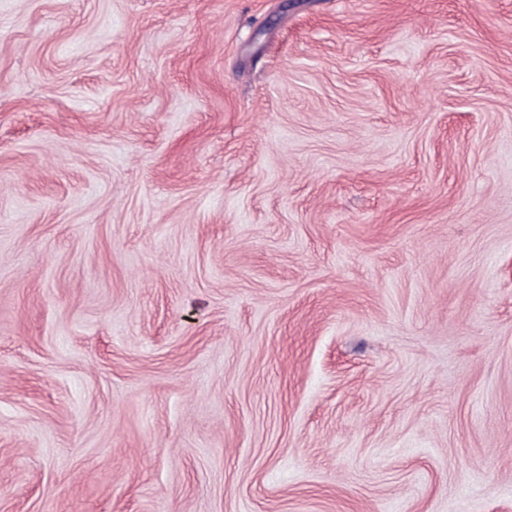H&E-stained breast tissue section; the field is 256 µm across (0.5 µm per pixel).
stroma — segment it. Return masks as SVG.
I'll use <instances>...</instances> for the list:
<instances>
[{
    "label": "stroma",
    "instance_id": "obj_1",
    "mask_svg": "<svg viewBox=\"0 0 512 512\" xmlns=\"http://www.w3.org/2000/svg\"><path fill=\"white\" fill-rule=\"evenodd\" d=\"M0 512H512V0H0Z\"/></svg>",
    "mask_w": 512,
    "mask_h": 512
}]
</instances>
